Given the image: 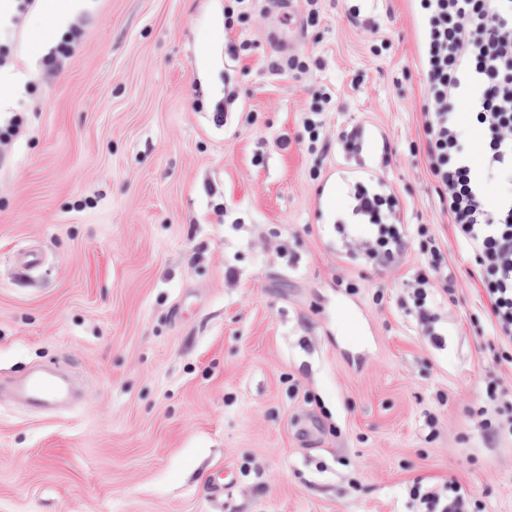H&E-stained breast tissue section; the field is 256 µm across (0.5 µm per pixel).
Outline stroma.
Masks as SVG:
<instances>
[{
    "instance_id": "1",
    "label": "stroma",
    "mask_w": 512,
    "mask_h": 512,
    "mask_svg": "<svg viewBox=\"0 0 512 512\" xmlns=\"http://www.w3.org/2000/svg\"><path fill=\"white\" fill-rule=\"evenodd\" d=\"M80 0L48 71L35 8L0 66V512H411L416 480H456L512 512V438L479 429L492 362L484 291L411 148L424 74L413 0ZM247 44L232 55L230 45ZM381 54H373L374 45ZM299 55L309 70L273 69ZM332 92V146L307 148ZM223 122H215L216 110ZM359 132L354 147L338 132ZM409 245L378 271L336 230L366 176ZM425 227L453 295L444 342L404 306ZM41 256L26 268L20 256ZM55 366L53 411L9 386ZM437 418L435 432L424 426ZM231 478L222 496L212 473ZM331 102V94L323 93L311 102L308 112H306L307 116L304 119V127L308 133V148L311 151L325 150L328 148V144L322 136V115L324 112L330 111Z\"/></svg>"
}]
</instances>
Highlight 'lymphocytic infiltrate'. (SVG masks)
<instances>
[{"instance_id": "f902f5d3", "label": "lymphocytic infiltrate", "mask_w": 512, "mask_h": 512, "mask_svg": "<svg viewBox=\"0 0 512 512\" xmlns=\"http://www.w3.org/2000/svg\"><path fill=\"white\" fill-rule=\"evenodd\" d=\"M421 22L420 63L425 73V165L457 242L472 257L486 297L494 343L512 346V0H415ZM469 98L471 126L463 128L455 105ZM483 141V161L469 157V129ZM503 190L495 208L484 204L488 184ZM350 218L359 233L352 243L378 270L395 263L408 236L397 204L380 180L357 185ZM424 263L406 288L405 302L424 337L443 342L439 310L443 289L441 248L422 247ZM483 419L492 437L512 436V394L496 379L486 384ZM415 512H483L480 501L457 482L415 484Z\"/></svg>"}]
</instances>
